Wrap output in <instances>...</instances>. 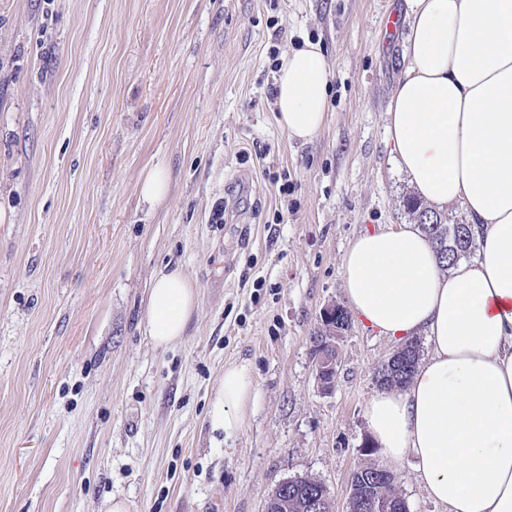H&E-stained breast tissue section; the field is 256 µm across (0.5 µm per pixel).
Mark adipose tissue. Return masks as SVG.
<instances>
[{"label": "adipose tissue", "mask_w": 512, "mask_h": 512, "mask_svg": "<svg viewBox=\"0 0 512 512\" xmlns=\"http://www.w3.org/2000/svg\"><path fill=\"white\" fill-rule=\"evenodd\" d=\"M402 76L386 110L396 164L422 199L459 204L476 257L442 269L418 227L358 235L344 254L352 312L400 341L426 333L428 358L406 389L365 408L382 464L413 458L442 512H512V0H407ZM319 43L285 52L277 121L306 142L328 118ZM197 310L179 270L155 275L146 333L180 340ZM255 387L250 363L225 367L207 409L211 431H238Z\"/></svg>", "instance_id": "adipose-tissue-1"}]
</instances>
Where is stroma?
I'll list each match as a JSON object with an SVG mask.
<instances>
[{
  "mask_svg": "<svg viewBox=\"0 0 512 512\" xmlns=\"http://www.w3.org/2000/svg\"><path fill=\"white\" fill-rule=\"evenodd\" d=\"M391 9L406 0H0V512H263L306 476L347 512L396 343L353 319L326 391L310 338L346 303L351 241L413 221L385 129L407 33H387ZM306 39L330 118L300 143L269 49ZM166 268L198 307L158 348L145 295ZM235 361L256 398L225 438L206 409ZM396 474L409 512H440L413 458ZM169 182V176L165 171L153 170L144 177L141 183V196L151 204H158L167 197Z\"/></svg>",
  "mask_w": 512,
  "mask_h": 512,
  "instance_id": "obj_1",
  "label": "stroma"
}]
</instances>
